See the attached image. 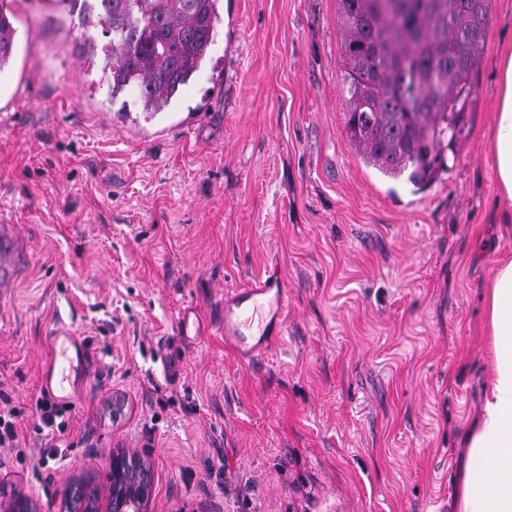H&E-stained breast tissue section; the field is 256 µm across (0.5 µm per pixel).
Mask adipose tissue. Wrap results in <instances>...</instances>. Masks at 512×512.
Returning <instances> with one entry per match:
<instances>
[{
  "label": "adipose tissue",
  "instance_id": "ef3b65f1",
  "mask_svg": "<svg viewBox=\"0 0 512 512\" xmlns=\"http://www.w3.org/2000/svg\"><path fill=\"white\" fill-rule=\"evenodd\" d=\"M492 165L500 194L494 211L512 223V52L499 66ZM488 384L464 453L451 512H512V258L500 260L486 285Z\"/></svg>",
  "mask_w": 512,
  "mask_h": 512
}]
</instances>
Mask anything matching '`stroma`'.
Listing matches in <instances>:
<instances>
[{
  "mask_svg": "<svg viewBox=\"0 0 512 512\" xmlns=\"http://www.w3.org/2000/svg\"><path fill=\"white\" fill-rule=\"evenodd\" d=\"M0 485L64 512L114 451L152 475L150 512H448L460 431L485 382L494 225L490 130L512 0L446 168L427 186L366 167L345 132L336 0H224L169 118L111 97L84 0H0ZM94 39L96 51L86 41ZM278 271L288 331L254 363L224 339V293ZM195 306L199 335L178 316ZM71 323L95 370L37 429L45 332ZM125 408L112 418V399ZM16 28L3 7L0 8V71L6 67L13 55Z\"/></svg>",
  "mask_w": 512,
  "mask_h": 512,
  "instance_id": "35a3bbf8",
  "label": "stroma"
}]
</instances>
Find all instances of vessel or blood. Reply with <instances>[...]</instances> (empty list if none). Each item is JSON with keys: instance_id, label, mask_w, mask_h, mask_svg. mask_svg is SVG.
Here are the masks:
<instances>
[{"instance_id": "1", "label": "vessel or blood", "mask_w": 512, "mask_h": 512, "mask_svg": "<svg viewBox=\"0 0 512 512\" xmlns=\"http://www.w3.org/2000/svg\"><path fill=\"white\" fill-rule=\"evenodd\" d=\"M288 314V286L278 275L249 281L224 295V335L245 360L262 355L272 337L282 335ZM91 369L88 350L67 325H57L48 343L40 389L50 399L67 403L76 377Z\"/></svg>"}]
</instances>
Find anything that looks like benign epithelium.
I'll use <instances>...</instances> for the list:
<instances>
[{
    "label": "benign epithelium",
    "mask_w": 512,
    "mask_h": 512,
    "mask_svg": "<svg viewBox=\"0 0 512 512\" xmlns=\"http://www.w3.org/2000/svg\"><path fill=\"white\" fill-rule=\"evenodd\" d=\"M112 486L102 492L89 493L81 483L68 487V495L80 502L90 497L95 500L94 512H148L150 475L140 459L125 450L112 453L110 462ZM0 512H36L33 501L17 493L7 501H0Z\"/></svg>",
    "instance_id": "obj_1"
}]
</instances>
